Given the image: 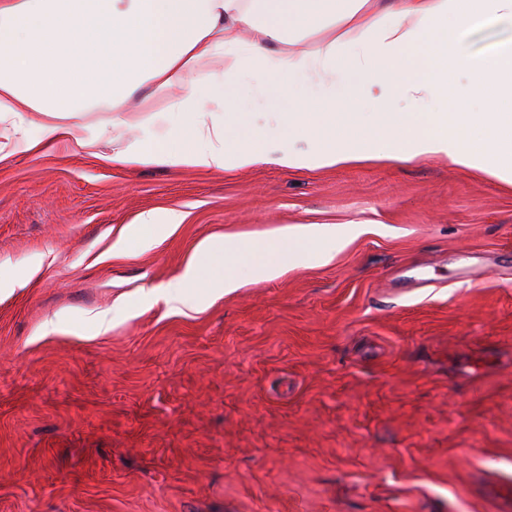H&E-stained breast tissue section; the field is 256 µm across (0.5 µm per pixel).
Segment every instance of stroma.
<instances>
[{
    "label": "stroma",
    "mask_w": 512,
    "mask_h": 512,
    "mask_svg": "<svg viewBox=\"0 0 512 512\" xmlns=\"http://www.w3.org/2000/svg\"><path fill=\"white\" fill-rule=\"evenodd\" d=\"M152 209L186 218L112 256ZM296 224L344 240L197 313L147 296L204 237ZM0 512H512V188L438 159L126 170L14 141Z\"/></svg>",
    "instance_id": "stroma-1"
}]
</instances>
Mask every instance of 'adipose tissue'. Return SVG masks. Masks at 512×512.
Listing matches in <instances>:
<instances>
[{
  "label": "adipose tissue",
  "mask_w": 512,
  "mask_h": 512,
  "mask_svg": "<svg viewBox=\"0 0 512 512\" xmlns=\"http://www.w3.org/2000/svg\"><path fill=\"white\" fill-rule=\"evenodd\" d=\"M489 22L512 26V0H394L383 11L370 0H0V115H44L35 148L109 143L119 168L321 170L437 157L512 185V40L482 55L466 48ZM313 34V47L291 50ZM416 46L420 76L409 73ZM245 73L258 76L266 103L258 128L235 109ZM476 96L479 112L469 109ZM91 111L112 118L80 123ZM185 218L141 213L113 256ZM335 242L330 224L207 237L157 294L197 312L245 278L330 258Z\"/></svg>",
  "instance_id": "obj_1"
}]
</instances>
